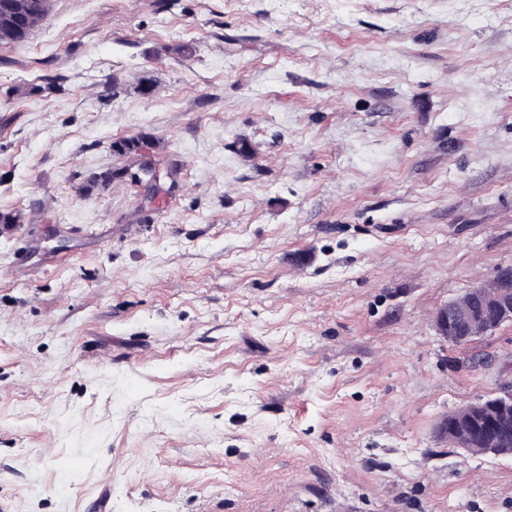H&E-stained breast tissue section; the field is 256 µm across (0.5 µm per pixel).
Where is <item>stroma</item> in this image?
Here are the masks:
<instances>
[{
  "mask_svg": "<svg viewBox=\"0 0 512 512\" xmlns=\"http://www.w3.org/2000/svg\"><path fill=\"white\" fill-rule=\"evenodd\" d=\"M156 163L159 182L126 177ZM512 0H50L0 42V502L512 512ZM30 8L34 11L33 16L31 17V22L28 28L15 31V32H7L3 27H6V25L9 23V18L4 17L5 13L1 12V23H0V41L1 42H12V41H18L26 36L28 31H30L32 28L36 27L40 21L43 19L46 11H47V0H29ZM4 17V18H3ZM498 288H486L487 292H496L499 288L506 290L499 296L483 305L480 310L469 307L446 304L436 317V331L447 344L454 343L463 323L477 322L489 317L491 326L499 328L503 324L512 323V267L502 270L498 276ZM509 288V289H508ZM511 288V289H510ZM493 401L488 398L471 403L461 411H454L448 415V424H445L444 434L442 437L448 440L451 447H459L464 442L460 439L461 434L451 428V424L457 425L458 430H464L472 424L482 426L488 422L498 420V413L492 406Z\"/></svg>",
  "mask_w": 512,
  "mask_h": 512,
  "instance_id": "1",
  "label": "stroma"
}]
</instances>
